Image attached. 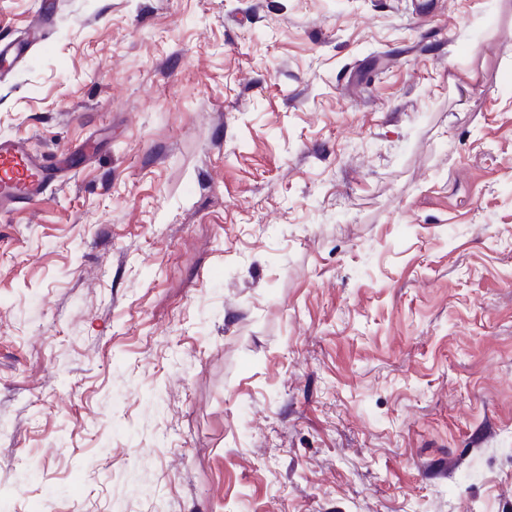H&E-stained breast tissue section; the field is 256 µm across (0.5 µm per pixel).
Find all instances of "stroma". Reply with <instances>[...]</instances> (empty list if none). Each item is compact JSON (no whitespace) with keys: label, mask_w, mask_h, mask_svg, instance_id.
I'll return each instance as SVG.
<instances>
[{"label":"stroma","mask_w":512,"mask_h":512,"mask_svg":"<svg viewBox=\"0 0 512 512\" xmlns=\"http://www.w3.org/2000/svg\"><path fill=\"white\" fill-rule=\"evenodd\" d=\"M57 2L0 512H512V0Z\"/></svg>","instance_id":"obj_1"}]
</instances>
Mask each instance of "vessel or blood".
<instances>
[{
	"instance_id": "b4317fda",
	"label": "vessel or blood",
	"mask_w": 512,
	"mask_h": 512,
	"mask_svg": "<svg viewBox=\"0 0 512 512\" xmlns=\"http://www.w3.org/2000/svg\"><path fill=\"white\" fill-rule=\"evenodd\" d=\"M48 0H39L38 10L44 22L52 14ZM42 26L32 28L21 39L0 42V59L17 63L29 50L45 39ZM58 179V169L52 155L32 152L24 138L0 137V216L34 204L46 188Z\"/></svg>"
}]
</instances>
